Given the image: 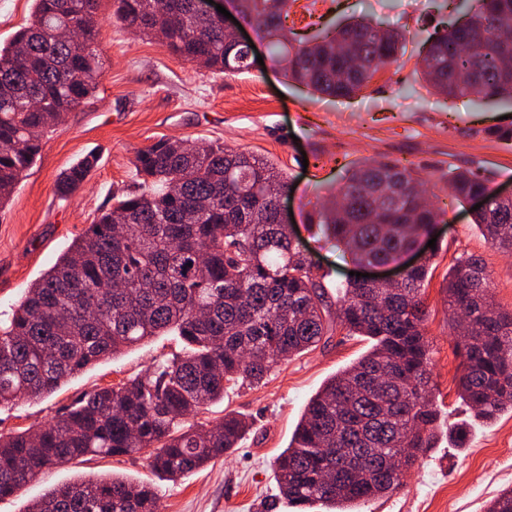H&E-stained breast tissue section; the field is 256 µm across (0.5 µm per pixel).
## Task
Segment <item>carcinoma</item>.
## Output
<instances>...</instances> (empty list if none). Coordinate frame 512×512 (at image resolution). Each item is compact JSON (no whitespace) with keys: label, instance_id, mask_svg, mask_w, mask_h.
<instances>
[{"label":"carcinoma","instance_id":"carcinoma-1","mask_svg":"<svg viewBox=\"0 0 512 512\" xmlns=\"http://www.w3.org/2000/svg\"><path fill=\"white\" fill-rule=\"evenodd\" d=\"M113 0V17L155 38L174 56L220 74L249 69L244 47L200 0ZM292 0H230L269 41L289 80L345 99L392 64L404 34L354 20L312 43L287 37ZM31 21L0 45V203L37 161L42 139L95 93L99 0H34ZM74 22L78 39H62ZM423 78L448 98L512 103V0H473L467 20L426 41ZM89 154L61 172L58 192L77 191L95 167ZM143 179L85 228L33 282L0 323V407L37 400L64 381L141 341L174 333L183 353L143 374L86 393L51 422L0 435V498L45 468L88 455L150 450L152 468L176 481L233 448L249 429L226 414L194 427L188 418L224 399L238 382H260L276 365L316 348L336 327L371 348L333 375L307 403L288 447L276 458L280 495L297 512H326L381 498L400 485L386 459L406 466L434 447L441 413L431 398L430 342L421 291L429 261L384 286L350 278L331 304L324 276L279 221L288 190L266 160L220 143L161 139L137 153ZM455 199L480 196L473 224L512 253V198L482 177L448 174ZM316 223L351 262L399 261L431 234L441 214L410 171L362 164ZM448 327L462 355L459 397L482 422L512 411V309L496 304L482 259L448 269ZM154 486L117 475L65 484L24 512H158ZM486 512H512V489Z\"/></svg>","mask_w":512,"mask_h":512}]
</instances>
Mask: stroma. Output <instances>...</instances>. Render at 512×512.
<instances>
[{
	"instance_id": "1",
	"label": "stroma",
	"mask_w": 512,
	"mask_h": 512,
	"mask_svg": "<svg viewBox=\"0 0 512 512\" xmlns=\"http://www.w3.org/2000/svg\"><path fill=\"white\" fill-rule=\"evenodd\" d=\"M468 0H294L285 25L310 39L348 19L364 18L405 33L395 63L375 76L360 95L338 100L291 82L275 65L265 40L251 27L263 58L236 75H219L173 56L155 39L130 32L113 17L112 0H101L95 49L102 63L96 93L42 141L36 164L23 173L0 205V320L11 314L29 284L52 267L72 239L110 207L116 194L137 191L136 154L162 138L224 145L267 159L288 179L284 199L291 225L328 291L354 269L312 223L315 206L335 195L347 171L367 161H396L422 184L439 208L435 254L423 299L429 312L431 383L449 425L466 424L465 444L440 434L420 455L402 486L362 512H485L512 488V413L485 423L472 420L457 395L462 358L450 336L443 286L460 257L480 256L490 275L493 300L512 308V256L488 243L472 222V204L448 194L449 171H472L490 188L512 194V104L437 95L421 75L423 41L466 13ZM97 167L71 196L56 193V178L87 153ZM183 347L179 337L155 336L120 356L84 370L41 400L0 409V434L48 423L82 393L118 383ZM368 348L360 337L334 330L312 351L291 358L254 386H237L207 404L200 423L235 413L253 429L227 457L178 482L161 479L147 453L93 458L46 470L10 497L0 512H23L33 497L78 478L116 474L151 483L161 512H293L280 498L274 460L288 445L308 400L336 372Z\"/></svg>"
}]
</instances>
